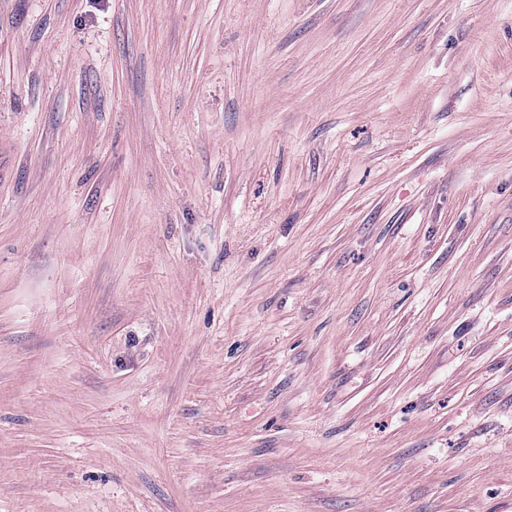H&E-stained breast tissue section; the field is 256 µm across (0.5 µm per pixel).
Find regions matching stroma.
Returning a JSON list of instances; mask_svg holds the SVG:
<instances>
[{"label": "stroma", "mask_w": 512, "mask_h": 512, "mask_svg": "<svg viewBox=\"0 0 512 512\" xmlns=\"http://www.w3.org/2000/svg\"><path fill=\"white\" fill-rule=\"evenodd\" d=\"M0 512H512V0H0Z\"/></svg>", "instance_id": "35a3bbf8"}]
</instances>
